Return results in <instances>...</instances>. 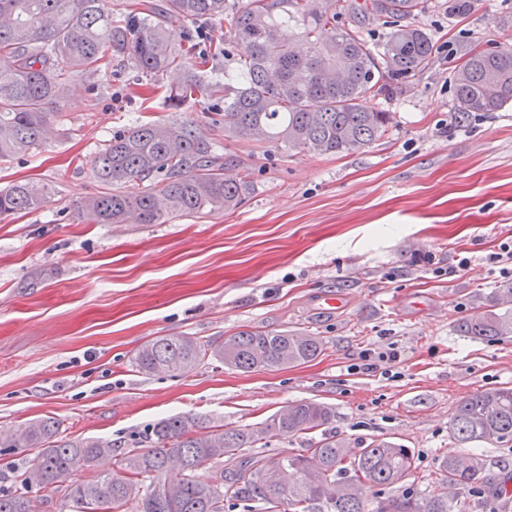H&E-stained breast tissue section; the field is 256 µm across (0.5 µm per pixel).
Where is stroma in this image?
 I'll list each match as a JSON object with an SVG mask.
<instances>
[{"label": "stroma", "instance_id": "35a3bbf8", "mask_svg": "<svg viewBox=\"0 0 512 512\" xmlns=\"http://www.w3.org/2000/svg\"><path fill=\"white\" fill-rule=\"evenodd\" d=\"M442 2L415 18L435 44L430 65L405 91L362 100L392 113L387 131L342 154L219 140L227 175L247 170L251 190L217 216L95 224L78 214L101 190L92 162L113 132L172 113L164 91L132 94L128 68L70 79L47 144L0 160V187L32 179L54 190L42 209L0 217V427L50 416L62 438L103 437L124 453L145 448L165 417L252 428L305 400L332 407L330 429L350 447L392 437L411 448L420 493L442 489L449 453L512 464V443L448 438L460 400L512 387V337L456 329L504 282L485 257L512 239V104L459 124L452 89L458 43L512 47V0H475L453 20ZM463 251L467 270L435 276ZM250 328L298 330L325 350L258 372L210 359L178 373L134 367L156 337L219 343ZM390 347L401 359L386 372L356 370L362 351Z\"/></svg>", "mask_w": 512, "mask_h": 512}]
</instances>
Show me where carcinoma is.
Returning <instances> with one entry per match:
<instances>
[{"instance_id":"1","label":"carcinoma","mask_w":512,"mask_h":512,"mask_svg":"<svg viewBox=\"0 0 512 512\" xmlns=\"http://www.w3.org/2000/svg\"><path fill=\"white\" fill-rule=\"evenodd\" d=\"M425 0H0V158L45 144L62 117L63 85L92 78L114 61L165 85L178 111L204 94L224 100L208 129L175 118L141 121L112 135L93 173L104 186L79 202L99 224H163L170 217L209 216L234 209L249 193V175L224 177L213 137L249 138L319 154L358 150L380 137L391 113L363 109L367 94L388 95L425 69L434 53L430 35L410 22ZM225 24L224 41L208 43L188 21ZM390 31L372 41L368 22ZM239 42L224 79L213 62ZM452 85L460 120L497 112L512 102V48L460 50ZM163 174L160 188L153 187ZM52 189L18 181L0 190V215L38 210ZM475 339L512 336V283L495 289L487 309L458 322ZM324 351L318 336L244 329L214 344L193 336H160L134 358L142 374L184 371L211 358L243 372L302 365ZM333 410L301 401L262 425L234 429L184 414L157 422L150 447L114 453L108 439L59 438L53 417L0 429V455L36 448L37 455L0 487V512H32L29 492L62 494L63 505L94 512H225L260 502L266 512H452L446 492L419 497L408 484L415 457L404 444L375 439L363 448L326 432ZM279 436L307 438L295 452L265 454ZM458 444L512 441V387L463 398L448 426ZM113 460L112 471L82 480L79 473ZM209 473H204V470ZM439 471L448 488L512 504V467L492 470L475 455L448 454ZM70 481L66 488L61 483ZM384 486L392 494L375 500Z\"/></svg>"}]
</instances>
